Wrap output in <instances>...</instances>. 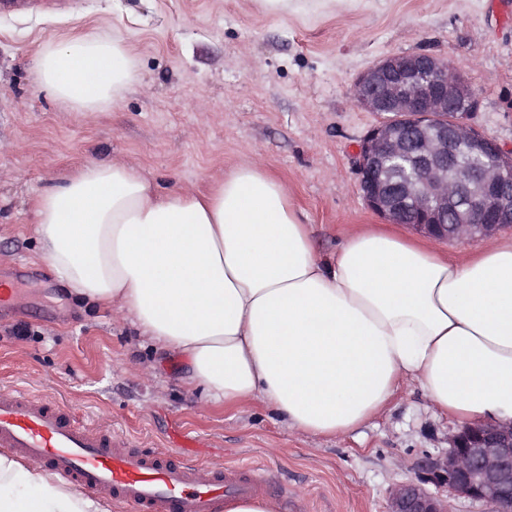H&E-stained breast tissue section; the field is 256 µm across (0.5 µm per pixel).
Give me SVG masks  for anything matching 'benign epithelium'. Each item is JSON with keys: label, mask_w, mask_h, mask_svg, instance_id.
<instances>
[{"label": "benign epithelium", "mask_w": 512, "mask_h": 512, "mask_svg": "<svg viewBox=\"0 0 512 512\" xmlns=\"http://www.w3.org/2000/svg\"><path fill=\"white\" fill-rule=\"evenodd\" d=\"M352 96L368 112L390 114L355 155L368 208L436 240H490L512 224V149L468 123L478 99L461 71L426 52L393 55L362 72ZM408 164L421 176H408ZM453 494L488 512L512 502V422L461 426L421 482L391 487L387 512H448Z\"/></svg>", "instance_id": "benign-epithelium-1"}]
</instances>
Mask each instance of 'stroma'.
<instances>
[{"label": "stroma", "instance_id": "1", "mask_svg": "<svg viewBox=\"0 0 512 512\" xmlns=\"http://www.w3.org/2000/svg\"><path fill=\"white\" fill-rule=\"evenodd\" d=\"M24 2L0 6V271L28 273L0 316V388H28L146 453L255 467L279 512H387L393 484L418 481L456 429L418 388L332 440L259 404H211L185 385V359L140 345L39 259L33 200L89 161H125L169 192L257 160L296 200L316 251L335 253L350 225L383 221L354 169L381 117L351 96L377 61L447 59L478 98L472 125L512 148V0H299L285 12L257 0ZM76 34L123 38L136 62V81L99 112L66 111L33 81L41 46Z\"/></svg>", "mask_w": 512, "mask_h": 512}]
</instances>
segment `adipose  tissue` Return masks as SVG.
Instances as JSON below:
<instances>
[{"instance_id":"adipose-tissue-1","label":"adipose tissue","mask_w":512,"mask_h":512,"mask_svg":"<svg viewBox=\"0 0 512 512\" xmlns=\"http://www.w3.org/2000/svg\"><path fill=\"white\" fill-rule=\"evenodd\" d=\"M34 82L73 112L112 104L135 63L117 37L46 43ZM40 257L77 296L185 356L213 403L261 404L331 439L419 387L465 424L512 421V236L451 259L391 228L351 227L324 257L285 185L244 163L204 193H159L121 160L38 195ZM0 449V512H114Z\"/></svg>"}]
</instances>
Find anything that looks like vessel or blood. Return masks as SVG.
Returning <instances> with one entry per match:
<instances>
[{"label": "vessel or blood", "instance_id": "vessel-or-blood-1", "mask_svg": "<svg viewBox=\"0 0 512 512\" xmlns=\"http://www.w3.org/2000/svg\"><path fill=\"white\" fill-rule=\"evenodd\" d=\"M0 447L44 462L95 492L122 498L136 512H221L225 501L264 490L249 468L206 474L180 462L173 451L142 452L21 388L0 390Z\"/></svg>", "mask_w": 512, "mask_h": 512}]
</instances>
